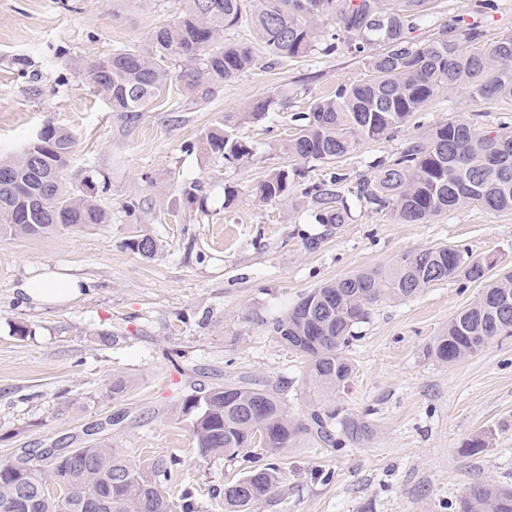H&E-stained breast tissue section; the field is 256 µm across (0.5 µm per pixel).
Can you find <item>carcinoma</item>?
<instances>
[{
	"label": "carcinoma",
	"instance_id": "carcinoma-1",
	"mask_svg": "<svg viewBox=\"0 0 512 512\" xmlns=\"http://www.w3.org/2000/svg\"><path fill=\"white\" fill-rule=\"evenodd\" d=\"M431 0H184L172 21L158 26L149 52L121 49L88 65L93 91L128 121L148 111L171 79L194 101L214 97L224 83L256 66L249 46L221 43L224 31L247 21L271 60L346 51L361 60L369 78L341 85L299 113L297 132L281 143L291 158L339 163L363 142L389 135L442 88L466 90L471 99L512 103V31L484 41L476 22L458 17L425 42L412 37L428 15ZM179 62L177 74L167 65ZM286 106L269 96L227 119L258 121ZM203 149L228 162L255 155V147L228 130L211 128ZM75 139L47 124L38 143L0 156V239L44 238L75 228L105 224L109 214L94 192L68 187ZM374 175L333 173L306 188L314 221L339 227L352 220L348 197L387 212L399 224H427L470 203L491 212L512 211V123L485 128L455 119L402 144ZM289 173L270 172L258 186L260 198L288 195ZM126 247L150 258L156 240L128 238ZM452 246L407 251L385 271L360 270L326 281L305 293L272 322V331L307 359L313 399L307 415L288 411L280 390L267 380L239 378L183 397L176 412L205 460L235 461L248 448L265 450L270 462L213 489L229 512H253L274 496L281 471L276 458L304 438L336 450L359 442L368 424L350 411L344 395L355 370L347 348L384 299H411L425 288L463 276L482 284L476 299L457 311L434 337L428 353L441 363L475 356L495 341L512 337V271L489 279L488 264L466 259ZM175 456L134 461L104 437L70 456L43 458L21 468L0 460V512H204L194 488L167 490ZM461 512H512V489L494 479L472 484Z\"/></svg>",
	"mask_w": 512,
	"mask_h": 512
}]
</instances>
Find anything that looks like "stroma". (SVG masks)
I'll return each mask as SVG.
<instances>
[{"label":"stroma","mask_w":512,"mask_h":512,"mask_svg":"<svg viewBox=\"0 0 512 512\" xmlns=\"http://www.w3.org/2000/svg\"><path fill=\"white\" fill-rule=\"evenodd\" d=\"M483 13L478 0H434L415 32L431 37L457 16L479 22L488 37L512 31V0ZM182 0H0V153H18L46 123L72 131L69 181L94 186L109 223L45 238L0 240V460L23 448L85 442L102 428L114 449L136 460L177 456L172 490L197 488L210 498L250 468L204 462L173 408L191 389L239 377L280 386L292 413L309 402L306 360L271 330L272 320L323 282L362 269H384L403 252L451 245L494 262L490 276L512 269V212L463 204L427 224H397L367 208L325 231L302 185L329 177L328 165L282 154L295 131L292 114L309 111L338 86L366 79L360 60L314 52L259 65L225 83L206 103L169 81L135 122L110 112L90 88L86 68L117 49H146L156 27L177 17ZM286 93L287 106L235 127L257 154L227 162L199 148L225 113ZM512 104L479 103L463 90L440 91L386 138L363 143L341 162L350 175L370 173L404 141L453 119L496 124ZM299 174L288 198L265 202L257 184L272 170ZM200 187L187 204L182 189ZM237 191L225 204V187ZM138 200L128 213L125 205ZM157 239L150 259L129 250L135 234ZM83 280L66 304L26 298L21 288L44 269ZM464 278L437 283L406 300L386 299L349 349L356 376L346 402L370 425L358 444L337 451L314 441L279 459L285 472L275 498L255 512H449L475 481L512 487V338L453 365L427 345L478 295ZM28 329L27 336L16 333ZM111 332L102 345L100 332ZM126 390L113 397L112 382ZM486 440L478 453L465 441Z\"/></svg>","instance_id":"35a3bbf8"}]
</instances>
